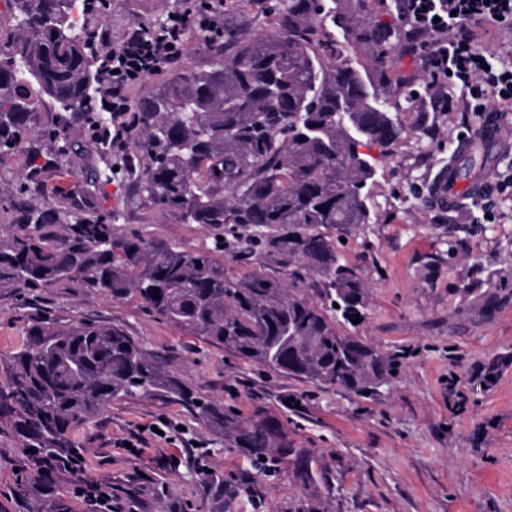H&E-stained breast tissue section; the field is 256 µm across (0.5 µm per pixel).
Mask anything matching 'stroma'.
<instances>
[{
	"instance_id": "35a3bbf8",
	"label": "stroma",
	"mask_w": 512,
	"mask_h": 512,
	"mask_svg": "<svg viewBox=\"0 0 512 512\" xmlns=\"http://www.w3.org/2000/svg\"><path fill=\"white\" fill-rule=\"evenodd\" d=\"M177 4L112 0L100 17L116 43L138 22L166 19ZM391 60L403 79L382 93L401 102L404 133L374 160L370 223L337 244L360 267L370 293L361 338L402 356L378 395L322 388L242 362L149 313L136 298L115 300L75 281L36 291L0 288V359L19 349L29 324L42 317L112 324L168 361L203 397L244 417L259 408L277 416L296 447L307 449L316 476L327 480L314 501L318 512H512V113L489 142L496 160L481 175L482 191L464 192L462 205L451 209L436 206L435 178L479 120L435 111L423 95L412 101L427 73L417 57L399 51ZM85 198L97 213L114 214L117 233L189 251L215 242L212 228L152 209L118 172L93 191L73 177L50 202L62 209ZM291 397L299 406H286ZM166 421L177 432L155 435ZM74 439L84 449V477L111 486L116 512H293L304 499L285 466L258 477L259 510L241 498L203 500L202 473L230 481L248 464L175 403L112 402ZM24 466L19 439L0 423V512H22Z\"/></svg>"
}]
</instances>
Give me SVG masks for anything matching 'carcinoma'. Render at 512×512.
I'll return each mask as SVG.
<instances>
[{"mask_svg": "<svg viewBox=\"0 0 512 512\" xmlns=\"http://www.w3.org/2000/svg\"><path fill=\"white\" fill-rule=\"evenodd\" d=\"M9 2L14 25L0 29V157L23 152L29 164L0 183V204L13 215L0 224V288L67 279L114 300L136 296L156 317L244 362L322 387L375 390L401 355L352 335L366 319L369 292L328 230L370 222L365 188L375 168L358 148L372 143L385 153L403 133L398 104L377 89L390 78V53L404 47L402 24L378 22L372 0H263L259 18L273 31L260 35L238 18L254 0H208L224 13V37L201 28L186 39L206 65L171 67L125 116L122 158L137 194L182 224L227 232L240 261L260 251L288 267L285 284L257 270L235 274L213 250L117 235L112 215L82 201L48 206L44 174L51 167L71 175L62 165L78 155L76 133L112 129L113 113L97 107L94 31L75 29L72 16L94 12L95 0ZM350 46L367 51L373 67L352 66ZM487 161L474 150L444 169L450 180H466ZM81 175L109 182L112 161L101 152ZM50 224L60 232L47 233ZM26 336L0 363V420L26 450L22 496L49 512H71L57 482L79 469L73 432L112 402L140 397L197 414L259 473L293 465L306 498L318 496L305 450L277 417L258 410L242 419L203 399L123 330L38 319ZM201 489L217 499L224 478L211 474Z\"/></svg>", "mask_w": 512, "mask_h": 512, "instance_id": "1", "label": "carcinoma"}]
</instances>
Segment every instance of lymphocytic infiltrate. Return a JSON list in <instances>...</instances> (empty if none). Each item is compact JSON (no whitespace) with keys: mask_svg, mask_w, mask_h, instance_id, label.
<instances>
[{"mask_svg":"<svg viewBox=\"0 0 512 512\" xmlns=\"http://www.w3.org/2000/svg\"><path fill=\"white\" fill-rule=\"evenodd\" d=\"M403 19L430 73L427 89L439 111L479 118L493 108L512 112V63L488 46L499 30L512 29V0H406ZM192 23L217 32L224 15L200 14L194 0H185L184 8L170 13L153 36L135 30L112 48L108 32L97 31L96 43L107 48V63L99 72V103L123 118L130 90L180 61Z\"/></svg>","mask_w":512,"mask_h":512,"instance_id":"1","label":"lymphocytic infiltrate"}]
</instances>
